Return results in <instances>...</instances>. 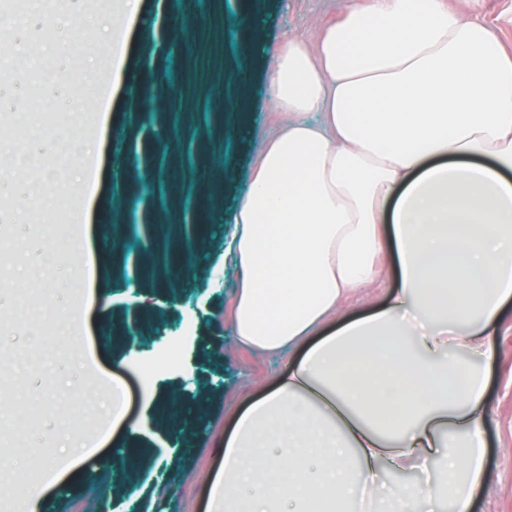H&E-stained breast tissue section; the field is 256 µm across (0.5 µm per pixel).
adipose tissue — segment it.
<instances>
[{"label":"adipose tissue","mask_w":512,"mask_h":512,"mask_svg":"<svg viewBox=\"0 0 512 512\" xmlns=\"http://www.w3.org/2000/svg\"><path fill=\"white\" fill-rule=\"evenodd\" d=\"M271 79L287 120L260 146L224 256L240 270L237 346L298 354L226 434L209 506L348 512L357 474L371 494L381 466L441 459L470 512L488 480L481 364L512 301V56L446 0H374L315 43L288 37ZM387 244L397 288L325 326Z\"/></svg>","instance_id":"adipose-tissue-1"}]
</instances>
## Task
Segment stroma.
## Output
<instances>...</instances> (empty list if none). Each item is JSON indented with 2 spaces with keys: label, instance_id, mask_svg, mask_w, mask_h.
<instances>
[{
  "label": "stroma",
  "instance_id": "obj_1",
  "mask_svg": "<svg viewBox=\"0 0 512 512\" xmlns=\"http://www.w3.org/2000/svg\"><path fill=\"white\" fill-rule=\"evenodd\" d=\"M345 0H142L129 26L127 72L136 84L103 82L30 105L35 66L0 58V80L20 85L0 101L7 140L41 179L56 161V131L94 138L81 189L53 209L32 199L0 223V512H18L36 480L57 474L52 512H207L224 435L237 409L264 395L284 371L281 354L233 349L229 324L238 272L224 263V215L245 194L262 141L285 122L272 106L271 58L291 35L315 42ZM259 13L249 63L239 21ZM512 54V0H465ZM80 54L56 53L66 79L87 64L112 68L98 34L76 31ZM209 228L205 239L195 229ZM203 249L183 280L170 249ZM62 252L65 264L35 270L25 255ZM83 324L82 355L68 342ZM487 363L489 480L473 512H512V304L494 328ZM138 352L141 368L124 355ZM191 410L189 437L165 429L145 395ZM125 394L112 422L107 398ZM139 454L129 470L107 461Z\"/></svg>",
  "mask_w": 512,
  "mask_h": 512
}]
</instances>
